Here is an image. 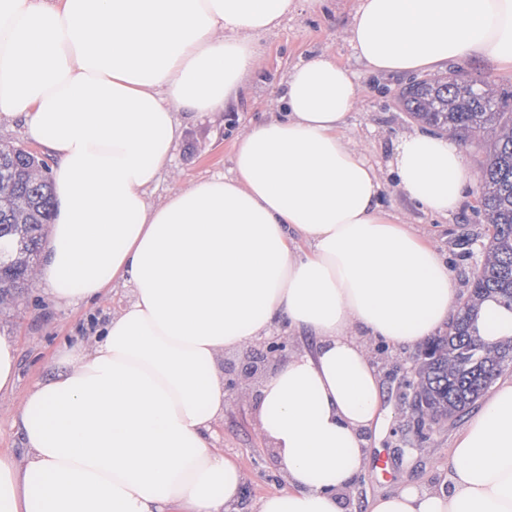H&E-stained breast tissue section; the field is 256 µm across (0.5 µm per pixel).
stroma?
Wrapping results in <instances>:
<instances>
[{"instance_id":"obj_1","label":"stroma","mask_w":512,"mask_h":512,"mask_svg":"<svg viewBox=\"0 0 512 512\" xmlns=\"http://www.w3.org/2000/svg\"><path fill=\"white\" fill-rule=\"evenodd\" d=\"M357 0H323L316 8H303L281 26L256 39L259 63L248 88L223 112H207L186 118L182 138L163 171L152 199L162 202L189 182L227 172L238 134L249 124L268 118L281 95L288 72L313 54L326 51L353 77L357 104L343 134L367 159L387 170L399 138L417 128V121L398 102L401 88L411 74H378L356 56L347 34ZM443 72L463 71L470 79L492 82L495 88L512 89V68L479 56L452 59ZM478 184L467 186L459 207L444 216L431 214L402 197L393 179H386L383 208L411 225L446 259L459 291L467 289V275L480 264L471 253L469 240L484 236L486 224L476 204ZM129 297L127 287L116 285L97 302L57 306L40 283H33L6 317L0 333L12 336L18 346L19 379L13 392L0 394V454L23 462L18 414L27 390L54 374L61 351L76 343L91 345L99 328L117 313ZM371 351L382 379V402L389 427L371 450L372 462L355 490L346 494L345 512H366L370 498L403 481L437 480L448 464L451 442L461 421L434 426L427 439H417L412 428L408 369L418 359L417 347L390 348L372 344ZM257 383L240 381L229 391L224 414L212 424L215 448L232 458L244 474L237 512H256L263 496L286 490L274 448L265 440L256 419ZM386 468H379V461Z\"/></svg>"}]
</instances>
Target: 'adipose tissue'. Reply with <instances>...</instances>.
I'll use <instances>...</instances> for the list:
<instances>
[{
  "label": "adipose tissue",
  "mask_w": 512,
  "mask_h": 512,
  "mask_svg": "<svg viewBox=\"0 0 512 512\" xmlns=\"http://www.w3.org/2000/svg\"><path fill=\"white\" fill-rule=\"evenodd\" d=\"M305 0H0V116L55 158L38 277L61 306L130 285L88 347L26 394L28 455H0V512H236L243 473L213 448L224 352L274 315L316 339L260 387L256 417L287 491L257 512H344L387 426L367 343L413 345L458 298L438 253L381 210L383 180L342 130L350 74L326 52L288 73L278 113L238 138L228 173L162 203L180 111L235 100L257 36ZM372 70L478 55L512 65V0H359L348 29ZM398 189L435 214L475 173L458 142L402 136ZM368 512H512V379L456 434L440 483L404 481Z\"/></svg>",
  "instance_id": "1"
}]
</instances>
